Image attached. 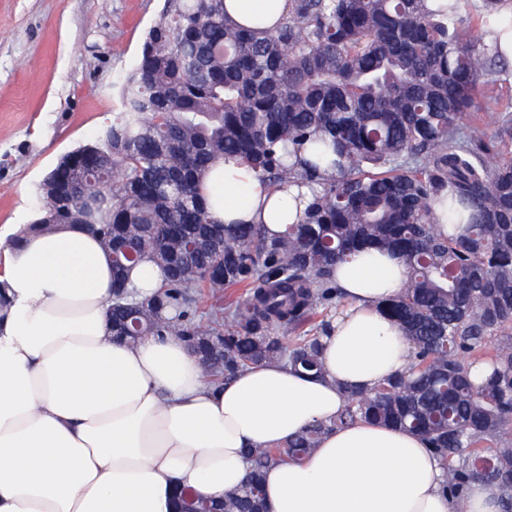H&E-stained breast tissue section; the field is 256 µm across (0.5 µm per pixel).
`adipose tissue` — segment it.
<instances>
[{
	"instance_id": "1",
	"label": "adipose tissue",
	"mask_w": 512,
	"mask_h": 512,
	"mask_svg": "<svg viewBox=\"0 0 512 512\" xmlns=\"http://www.w3.org/2000/svg\"><path fill=\"white\" fill-rule=\"evenodd\" d=\"M224 7L243 27H269L288 0ZM207 192L219 221L272 234L312 200L307 187L269 190L233 158ZM335 278L347 304L324 339L321 376L263 363L215 387L180 337L113 341L112 261L84 225H14L0 236V512H172L181 488L223 500L246 477L247 449L331 424L345 389L405 370L412 348L384 311L403 265L363 250ZM264 490L267 512H452L426 441L365 421L269 467Z\"/></svg>"
}]
</instances>
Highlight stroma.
<instances>
[{"instance_id":"1","label":"stroma","mask_w":512,"mask_h":512,"mask_svg":"<svg viewBox=\"0 0 512 512\" xmlns=\"http://www.w3.org/2000/svg\"><path fill=\"white\" fill-rule=\"evenodd\" d=\"M165 0H0V227L37 217L36 191L95 141ZM481 111L512 110V64L493 57Z\"/></svg>"}]
</instances>
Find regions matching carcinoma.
Masks as SVG:
<instances>
[{"instance_id":"1","label":"carcinoma","mask_w":512,"mask_h":512,"mask_svg":"<svg viewBox=\"0 0 512 512\" xmlns=\"http://www.w3.org/2000/svg\"><path fill=\"white\" fill-rule=\"evenodd\" d=\"M466 2L291 0L279 26L247 30L224 0H170L119 87L121 111L43 179L35 225H93L119 256L112 330L132 345L181 337L218 386L263 361L321 374L322 314L343 303L336 264L397 257L408 279L385 311L413 344L409 369L348 392L334 425L414 431L446 467L454 512H468L474 481L512 512V117L465 123L493 75ZM504 2L482 0V18L512 27ZM226 157L273 190L317 186L304 220L273 236L218 222L201 187ZM444 201L446 232L433 217ZM146 258L162 284L136 300L126 282ZM230 288L244 293L226 324ZM328 429L248 449L252 471L221 512H266L264 470L303 459Z\"/></svg>"}]
</instances>
